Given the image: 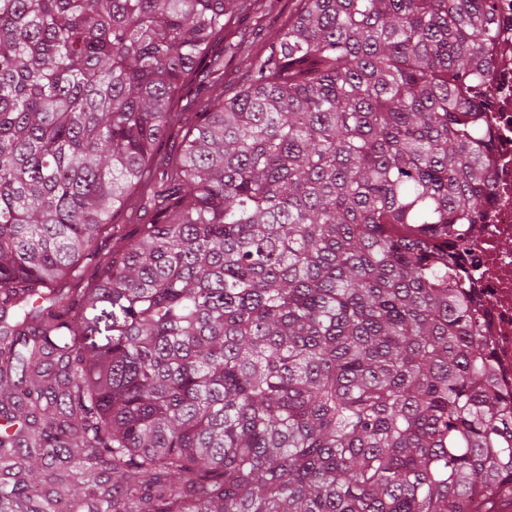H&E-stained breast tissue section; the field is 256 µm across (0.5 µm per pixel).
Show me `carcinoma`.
I'll list each match as a JSON object with an SVG mask.
<instances>
[{
  "label": "carcinoma",
  "mask_w": 512,
  "mask_h": 512,
  "mask_svg": "<svg viewBox=\"0 0 512 512\" xmlns=\"http://www.w3.org/2000/svg\"><path fill=\"white\" fill-rule=\"evenodd\" d=\"M246 2L0 0V512H497L499 0H299L226 97ZM210 77L205 68L198 67L188 78L186 85L180 91L176 98L175 107L178 112H184V122L192 125L196 121L197 112L193 101L196 98L206 96L208 92Z\"/></svg>",
  "instance_id": "1"
}]
</instances>
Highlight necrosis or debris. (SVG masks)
<instances>
[{
    "label": "necrosis or debris",
    "instance_id": "obj_1",
    "mask_svg": "<svg viewBox=\"0 0 512 512\" xmlns=\"http://www.w3.org/2000/svg\"><path fill=\"white\" fill-rule=\"evenodd\" d=\"M491 157L494 203L469 240L475 296L493 338L491 359L503 396L512 395V101L496 113Z\"/></svg>",
    "mask_w": 512,
    "mask_h": 512
}]
</instances>
